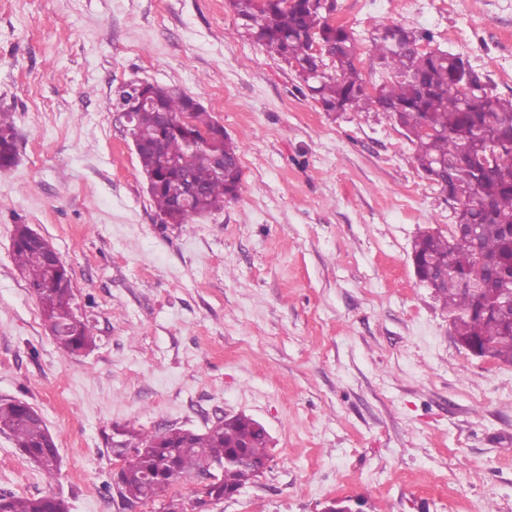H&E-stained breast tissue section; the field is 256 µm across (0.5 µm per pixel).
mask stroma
Here are the masks:
<instances>
[{"label":"stroma","mask_w":512,"mask_h":512,"mask_svg":"<svg viewBox=\"0 0 512 512\" xmlns=\"http://www.w3.org/2000/svg\"><path fill=\"white\" fill-rule=\"evenodd\" d=\"M368 84L370 34L398 21L466 56L512 97V0H337ZM196 98L243 144L242 188L184 227L161 223L117 88ZM243 32L228 0H0V399L28 403L56 479L0 433V491L69 512H159L113 490L117 429L204 431L243 413L271 436L260 477L210 512H512V364L471 354L414 271L448 203L383 113L328 117ZM43 235L95 325L60 348L12 260ZM16 128L10 118L0 113V169L14 166L17 156Z\"/></svg>","instance_id":"obj_1"}]
</instances>
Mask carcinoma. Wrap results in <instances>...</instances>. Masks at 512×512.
Here are the masks:
<instances>
[{
  "label": "carcinoma",
  "mask_w": 512,
  "mask_h": 512,
  "mask_svg": "<svg viewBox=\"0 0 512 512\" xmlns=\"http://www.w3.org/2000/svg\"><path fill=\"white\" fill-rule=\"evenodd\" d=\"M248 36L286 63L300 89L328 114L361 115L384 112L403 130L414 147L415 160L439 189L449 187L459 210L458 223L474 231L445 236L423 231L412 244L413 263L436 259L460 278H474L489 289L476 293L461 288H434L448 310L458 340L475 342L497 360L512 364V306H496L498 296L512 292V99L489 90L483 74L462 55L441 49L424 50L428 31L400 23H383L369 38L371 68L383 82L368 88L354 33L336 25L331 15L336 0H229ZM333 54V71L314 49ZM115 109L132 112L130 134L137 143L143 173L155 177L150 196L165 224L190 225L197 217L224 208L242 187L243 147L224 132V126L192 96L173 88L147 84L121 87ZM193 133L198 142L188 143ZM497 154L495 167L480 170L481 156ZM224 152V177L212 167L216 152ZM16 128L0 113V169L14 166ZM187 175L196 193L181 205L171 192L172 182ZM31 228L13 230V259L37 296L41 313L54 340L69 352L94 343V325L75 312L67 267L42 262L29 245ZM32 407L0 399V433L38 460L50 479L58 472L59 451L44 421L30 415ZM132 447L123 453L119 496L130 504L145 503L167 494L173 474L192 475L207 465L222 470L206 494L221 498L237 492L257 477L256 465L269 462V437L241 414L218 417L203 433L172 427L160 434L131 435ZM0 512H67L56 496L27 497L0 492Z\"/></svg>",
  "instance_id": "obj_1"
}]
</instances>
